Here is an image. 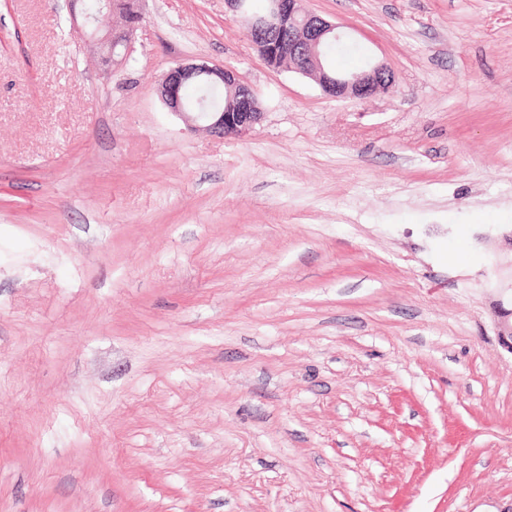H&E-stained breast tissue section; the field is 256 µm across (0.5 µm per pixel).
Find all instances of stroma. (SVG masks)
<instances>
[{
    "label": "stroma",
    "instance_id": "obj_1",
    "mask_svg": "<svg viewBox=\"0 0 512 512\" xmlns=\"http://www.w3.org/2000/svg\"><path fill=\"white\" fill-rule=\"evenodd\" d=\"M307 7L395 91L225 0H139L109 69L0 0V512H512V0ZM191 59L262 121L169 113ZM209 76L224 84L206 78L191 81L185 90V112L181 89L192 78ZM224 85L237 91L235 112H224L231 96ZM161 101L192 130L224 138L242 136L259 124L264 112L258 108L259 100L255 91L240 82L237 74L229 68L211 64L206 60L182 62L172 67L162 78L157 88ZM214 111V112H213ZM219 111V112H216ZM205 112L204 121L198 113ZM391 75L393 72L380 61H373L366 70L350 76L336 75V98L365 99L377 92L389 90L386 87Z\"/></svg>",
    "mask_w": 512,
    "mask_h": 512
}]
</instances>
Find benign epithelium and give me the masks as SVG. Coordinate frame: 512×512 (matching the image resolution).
Segmentation results:
<instances>
[{
  "label": "benign epithelium",
  "mask_w": 512,
  "mask_h": 512,
  "mask_svg": "<svg viewBox=\"0 0 512 512\" xmlns=\"http://www.w3.org/2000/svg\"><path fill=\"white\" fill-rule=\"evenodd\" d=\"M305 2L268 0L265 14L249 20V30L264 40L267 50L278 55H288L298 73L314 77L319 82L327 73L320 47L328 39L339 41L346 34L335 24L308 11ZM68 3L74 33L80 38L96 42L101 50L103 64L112 67L116 48L128 50L134 26L127 25L122 29L112 27V0H99V9L95 14L84 8L83 0H68ZM391 75L393 72L385 63L373 61L362 72L337 76L336 97L368 98L386 90ZM199 76L214 77L237 91L235 111L207 112L203 116L185 111L181 97L182 86L187 80ZM157 92L171 113L189 128L203 130L221 138L245 135L263 118L255 91L241 83L233 70L206 60L182 62L172 67L163 76Z\"/></svg>",
  "instance_id": "1"
}]
</instances>
